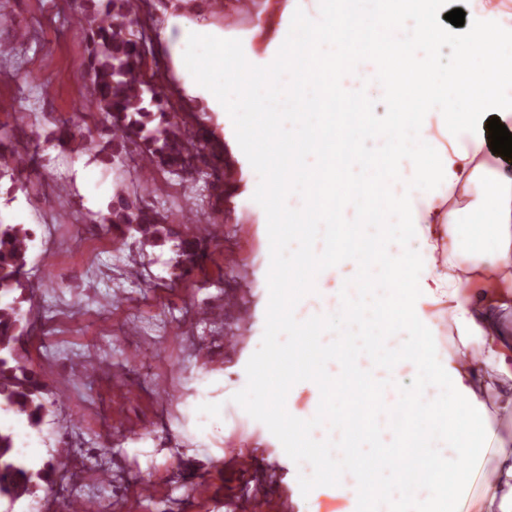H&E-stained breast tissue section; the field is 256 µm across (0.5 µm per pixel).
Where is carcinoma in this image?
Returning a JSON list of instances; mask_svg holds the SVG:
<instances>
[{"mask_svg": "<svg viewBox=\"0 0 512 512\" xmlns=\"http://www.w3.org/2000/svg\"><path fill=\"white\" fill-rule=\"evenodd\" d=\"M137 24L134 0H101L89 18H76L90 45L85 77L95 97L88 108L109 116L112 133L103 145L116 156L134 148L143 170H181L189 165L194 139L204 138V131L190 128L180 114L164 111L161 97L148 88L134 33ZM78 138L87 150L103 146L89 128L83 131L66 125L57 131L61 145ZM26 163V157L0 138V176ZM105 227L123 245L129 237L142 247L175 242L180 278L189 276L205 257L202 238L175 231L158 212L129 199L122 188L116 191ZM34 238L27 224H0V412L19 415L38 430L51 404L44 397L43 383L21 354L22 304L34 299V289L23 272ZM52 470V464L40 466L24 456L14 434L0 428V501L16 504L37 497L41 484L51 482Z\"/></svg>", "mask_w": 512, "mask_h": 512, "instance_id": "obj_1", "label": "carcinoma"}]
</instances>
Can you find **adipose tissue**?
I'll list each match as a JSON object with an SVG mask.
<instances>
[{"label": "adipose tissue", "mask_w": 512, "mask_h": 512, "mask_svg": "<svg viewBox=\"0 0 512 512\" xmlns=\"http://www.w3.org/2000/svg\"><path fill=\"white\" fill-rule=\"evenodd\" d=\"M390 21L402 31L406 71L430 78L417 112L407 123L392 113L377 115L387 145L402 151L417 144L415 180L399 204L404 244L382 240L376 247L386 267L404 287L395 320L418 331L415 349L421 389L418 401L447 397L463 408L460 453L477 462L494 445L496 465L489 476L490 500L512 505V162L491 151L487 122L500 119L512 131V90L501 79V59L475 56L487 35L512 39V0H467L464 25L445 18L448 0H400ZM318 44V29L300 15L283 19L264 58L241 52L238 41L223 33H201L178 23L164 30L178 60L189 94L202 96L213 112H251L267 70L299 32ZM463 60L458 74L463 96L449 95L443 72L444 50ZM232 69L214 67L215 59ZM418 249H410L408 241ZM447 316L451 351L436 352L432 320Z\"/></svg>", "instance_id": "ef3b65f1"}]
</instances>
